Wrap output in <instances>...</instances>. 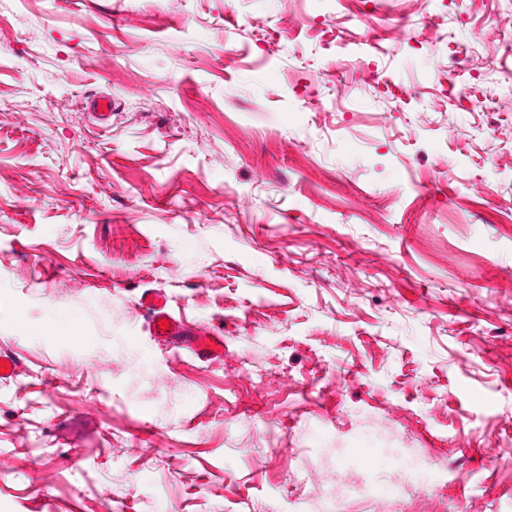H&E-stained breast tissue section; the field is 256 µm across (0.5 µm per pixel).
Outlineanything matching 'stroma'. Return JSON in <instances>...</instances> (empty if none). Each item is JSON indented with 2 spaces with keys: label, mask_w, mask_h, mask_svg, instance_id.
<instances>
[{
  "label": "stroma",
  "mask_w": 512,
  "mask_h": 512,
  "mask_svg": "<svg viewBox=\"0 0 512 512\" xmlns=\"http://www.w3.org/2000/svg\"><path fill=\"white\" fill-rule=\"evenodd\" d=\"M511 34L0 0V512H512ZM147 291L223 357L155 343ZM191 344L198 356L214 359L224 355V336L214 332H193Z\"/></svg>",
  "instance_id": "1"
}]
</instances>
